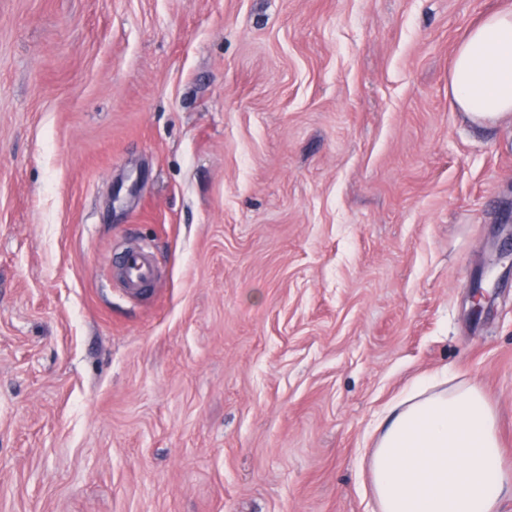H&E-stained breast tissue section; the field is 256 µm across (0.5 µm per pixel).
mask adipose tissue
Masks as SVG:
<instances>
[{
    "label": "adipose tissue",
    "mask_w": 512,
    "mask_h": 512,
    "mask_svg": "<svg viewBox=\"0 0 512 512\" xmlns=\"http://www.w3.org/2000/svg\"><path fill=\"white\" fill-rule=\"evenodd\" d=\"M450 107L475 122L512 117V10L486 16L458 46ZM375 434L377 512H499L512 490L494 410L474 386L416 383Z\"/></svg>",
    "instance_id": "1"
}]
</instances>
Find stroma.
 <instances>
[{
    "label": "stroma",
    "mask_w": 512,
    "mask_h": 512,
    "mask_svg": "<svg viewBox=\"0 0 512 512\" xmlns=\"http://www.w3.org/2000/svg\"><path fill=\"white\" fill-rule=\"evenodd\" d=\"M512 0H0V512H377V419L483 392L512 470ZM149 246L140 298L106 286ZM450 108L474 122L512 117V10L486 16L458 46Z\"/></svg>",
    "instance_id": "stroma-1"
}]
</instances>
